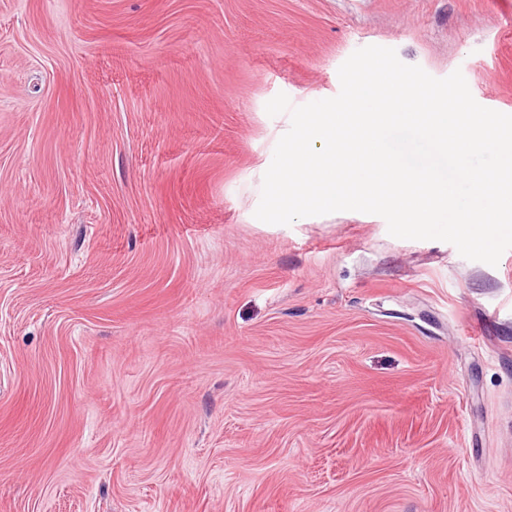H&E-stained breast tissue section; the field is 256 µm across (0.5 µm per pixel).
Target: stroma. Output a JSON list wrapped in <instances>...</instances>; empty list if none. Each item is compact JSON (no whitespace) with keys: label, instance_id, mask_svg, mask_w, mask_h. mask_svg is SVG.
Wrapping results in <instances>:
<instances>
[{"label":"stroma","instance_id":"1","mask_svg":"<svg viewBox=\"0 0 512 512\" xmlns=\"http://www.w3.org/2000/svg\"><path fill=\"white\" fill-rule=\"evenodd\" d=\"M371 45L512 114V0H0V512H512V249L255 216Z\"/></svg>","mask_w":512,"mask_h":512}]
</instances>
